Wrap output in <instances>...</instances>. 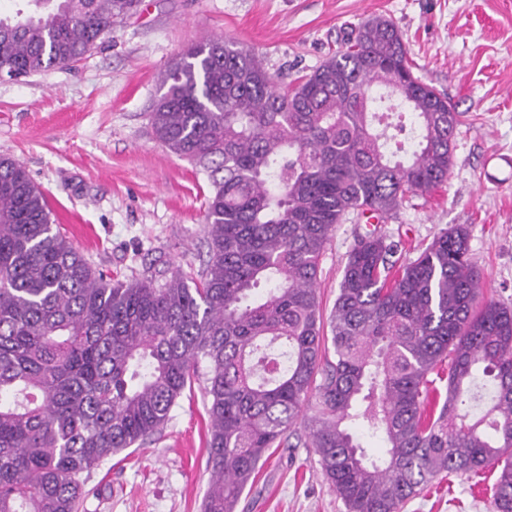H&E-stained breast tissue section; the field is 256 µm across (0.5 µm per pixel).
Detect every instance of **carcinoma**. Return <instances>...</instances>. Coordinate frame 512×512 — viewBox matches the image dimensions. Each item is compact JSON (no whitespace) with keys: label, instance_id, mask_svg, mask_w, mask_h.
I'll list each match as a JSON object with an SVG mask.
<instances>
[{"label":"carcinoma","instance_id":"1","mask_svg":"<svg viewBox=\"0 0 512 512\" xmlns=\"http://www.w3.org/2000/svg\"><path fill=\"white\" fill-rule=\"evenodd\" d=\"M25 2L0 16L11 79L80 61L139 6ZM161 86L153 135L211 186L195 278L113 279L60 232L25 166L0 156V512H78L88 475L160 432L197 381L203 512H236L302 417L347 512H403L439 474L487 468L494 512H512V308L480 299L466 227L400 265L377 228L447 184L463 123L414 75L401 31L361 24L289 89L253 50L211 37ZM406 109L416 146L400 157ZM365 216L377 224L354 237L326 336L319 264L336 226ZM447 359L442 394L428 376ZM358 424L382 436L380 460Z\"/></svg>","mask_w":512,"mask_h":512}]
</instances>
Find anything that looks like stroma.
I'll list each match as a JSON object with an SVG mask.
<instances>
[{
	"mask_svg": "<svg viewBox=\"0 0 512 512\" xmlns=\"http://www.w3.org/2000/svg\"><path fill=\"white\" fill-rule=\"evenodd\" d=\"M373 17L402 32L413 72L445 94L464 123L445 187L405 202L382 225L400 258L464 225L482 295L512 307V0H141L104 43L71 66L0 79V156L21 162L61 232L90 263L122 281L196 276L207 258L206 177L157 141L148 115L159 77L185 47L221 35L264 57L284 85L336 52ZM356 227L338 225L318 293L330 314ZM208 415L184 392L164 429L104 460L80 512H200ZM494 472L435 479L405 512H493ZM236 512H346L313 449L275 448Z\"/></svg>",
	"mask_w": 512,
	"mask_h": 512,
	"instance_id": "1",
	"label": "stroma"
}]
</instances>
